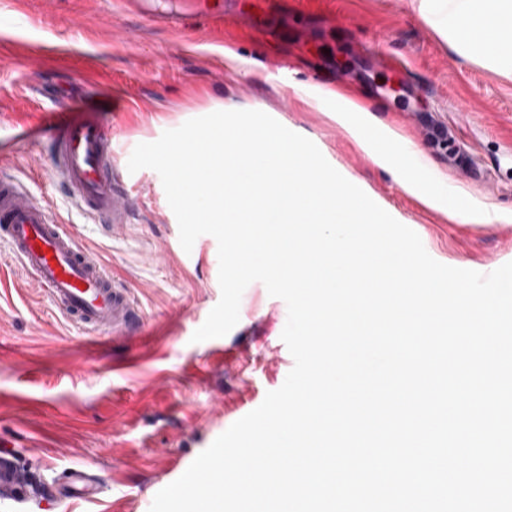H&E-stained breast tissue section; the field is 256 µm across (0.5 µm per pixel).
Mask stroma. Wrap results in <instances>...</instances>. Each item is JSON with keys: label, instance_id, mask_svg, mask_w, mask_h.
<instances>
[{"label": "stroma", "instance_id": "35a3bbf8", "mask_svg": "<svg viewBox=\"0 0 512 512\" xmlns=\"http://www.w3.org/2000/svg\"><path fill=\"white\" fill-rule=\"evenodd\" d=\"M235 2L262 29L229 26L218 41L150 25L121 0H0V172L79 232L146 316L136 341L84 333L0 244V457L35 483L85 469L121 512H149L294 365L287 305L258 281L227 335L192 342L221 297L218 244L205 234L183 250L158 173L127 168L137 144L215 111L260 110L311 140L438 262L483 274L512 262V50L459 54L439 0H288L268 14L260 0ZM299 27L310 30L300 44ZM348 99L376 132L401 136L425 189H460L505 222H451L403 190L330 120ZM63 122L115 132L126 229L99 232L69 198L47 149ZM15 125L33 138L10 142Z\"/></svg>", "mask_w": 512, "mask_h": 512}]
</instances>
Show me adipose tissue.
Listing matches in <instances>:
<instances>
[{
    "label": "adipose tissue",
    "mask_w": 512,
    "mask_h": 512,
    "mask_svg": "<svg viewBox=\"0 0 512 512\" xmlns=\"http://www.w3.org/2000/svg\"><path fill=\"white\" fill-rule=\"evenodd\" d=\"M441 5L455 35L454 47L462 56H469L479 44L497 53L502 46L512 43V0H441ZM401 181L408 192L422 194L428 205L444 208L450 218L467 215L479 224H494L502 219L493 210L468 209L459 193L449 203H442L440 197L421 192L418 182L409 174H402Z\"/></svg>",
    "instance_id": "adipose-tissue-1"
}]
</instances>
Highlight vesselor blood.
Returning <instances> with one entry per match:
<instances>
[{"mask_svg": "<svg viewBox=\"0 0 512 512\" xmlns=\"http://www.w3.org/2000/svg\"><path fill=\"white\" fill-rule=\"evenodd\" d=\"M129 2L146 21L175 32L193 23L220 25L228 15L224 0H198L188 13L160 10L157 0ZM51 151L73 195L92 214L110 219L113 227L126 226L128 213L115 177L111 129L97 124L62 125ZM0 242L53 307L79 329L116 338H130L140 331L144 314L132 291L73 232L55 222L48 206L29 198L24 185L9 176L0 178ZM56 491L65 499L91 501L98 486L91 474L75 469L57 484ZM0 496L21 510L42 499L26 475L6 463L0 465Z\"/></svg>", "mask_w": 512, "mask_h": 512, "instance_id": "obj_1", "label": "vessel or blood"}]
</instances>
